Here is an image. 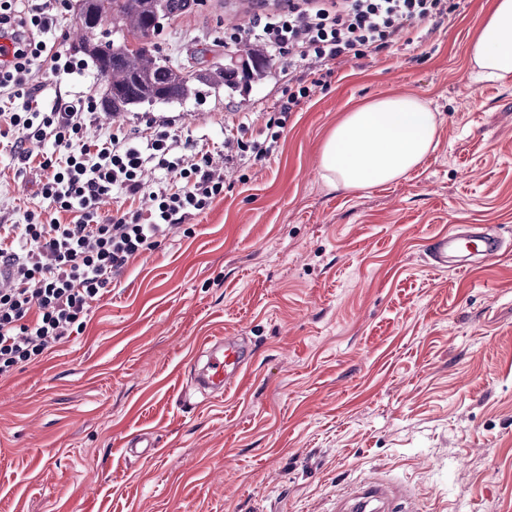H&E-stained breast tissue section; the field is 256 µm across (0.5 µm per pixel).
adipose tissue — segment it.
I'll return each mask as SVG.
<instances>
[{
    "label": "adipose tissue",
    "mask_w": 512,
    "mask_h": 512,
    "mask_svg": "<svg viewBox=\"0 0 512 512\" xmlns=\"http://www.w3.org/2000/svg\"><path fill=\"white\" fill-rule=\"evenodd\" d=\"M469 57L478 79L512 75V0H494ZM437 143V117L423 100L382 98L348 112L323 146L321 168L338 190L380 186L404 177Z\"/></svg>",
    "instance_id": "obj_1"
}]
</instances>
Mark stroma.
<instances>
[{"label": "stroma", "instance_id": "1", "mask_svg": "<svg viewBox=\"0 0 512 512\" xmlns=\"http://www.w3.org/2000/svg\"><path fill=\"white\" fill-rule=\"evenodd\" d=\"M493 0H448L420 46L337 67L292 114L264 167L224 164V119L264 130L288 82L202 88L181 103L97 112L86 136L170 122L224 170L190 235L134 260L82 333L0 378V512H336L355 484L404 486L418 512H512V78L473 77L468 46ZM242 0H198L154 37L161 56L222 60ZM44 106L100 99L93 66H41ZM416 95L438 144L404 178L337 190L320 165L352 108ZM37 163L0 151V224L55 214ZM490 228L503 254L454 272L434 237ZM210 336H243L251 365L221 394L190 390ZM132 435L152 455L126 449Z\"/></svg>", "mask_w": 512, "mask_h": 512}]
</instances>
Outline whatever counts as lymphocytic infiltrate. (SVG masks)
<instances>
[{
	"label": "lymphocytic infiltrate",
	"instance_id": "lymphocytic-infiltrate-1",
	"mask_svg": "<svg viewBox=\"0 0 512 512\" xmlns=\"http://www.w3.org/2000/svg\"><path fill=\"white\" fill-rule=\"evenodd\" d=\"M19 0H0V39H9L12 57L0 60V126L15 132L11 152L28 162L41 152L40 194L70 223H45L27 214L25 223L0 224V376L24 369L64 338L81 331L93 301L111 288L126 266L162 240L183 232L186 220L205 213L224 194V173L191 139L170 124L148 125L131 136L111 133L86 141L92 100L50 109L30 103L36 68L51 63L71 74L79 67L64 46L48 38L56 22L50 0L19 9ZM447 0H288L286 8L255 13L250 28L224 35L225 45L256 40L289 63L308 64L306 78L288 86L262 138H250L245 121L224 125V158L250 168L266 163L278 148L288 117L325 83V62L347 64L389 45L409 41L423 23L440 28ZM178 172L180 185H146L147 166ZM140 199L136 208L101 219L104 197Z\"/></svg>",
	"mask_w": 512,
	"mask_h": 512
}]
</instances>
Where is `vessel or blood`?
Returning a JSON list of instances; mask_svg holds the SVG:
<instances>
[{"label":"vessel or blood","instance_id":"1","mask_svg":"<svg viewBox=\"0 0 512 512\" xmlns=\"http://www.w3.org/2000/svg\"><path fill=\"white\" fill-rule=\"evenodd\" d=\"M502 244L481 231L442 235L433 243L431 258L436 267L467 271L484 260L497 257ZM206 363L192 380L195 389L211 395L228 389L251 358V351L235 336H220L205 350Z\"/></svg>","mask_w":512,"mask_h":512}]
</instances>
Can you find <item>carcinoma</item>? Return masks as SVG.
<instances>
[{
	"instance_id": "carcinoma-1",
	"label": "carcinoma",
	"mask_w": 512,
	"mask_h": 512,
	"mask_svg": "<svg viewBox=\"0 0 512 512\" xmlns=\"http://www.w3.org/2000/svg\"><path fill=\"white\" fill-rule=\"evenodd\" d=\"M194 0H129L116 4L114 0H99L94 4L99 15L114 8L126 16L129 33L137 35L150 27L154 10L162 7L165 18L172 19L190 12ZM85 36L90 44L105 43L110 53L102 58L91 56L93 67L100 78L112 81V111L125 112L131 106L153 105L160 101L183 102L200 93L199 86L235 88L238 82L219 69H212L199 77L169 65L165 58L151 60L141 48H129L123 42L111 40L112 30L104 23L87 24ZM254 63L248 80L261 79L269 68L270 58L261 46L253 47Z\"/></svg>"
}]
</instances>
